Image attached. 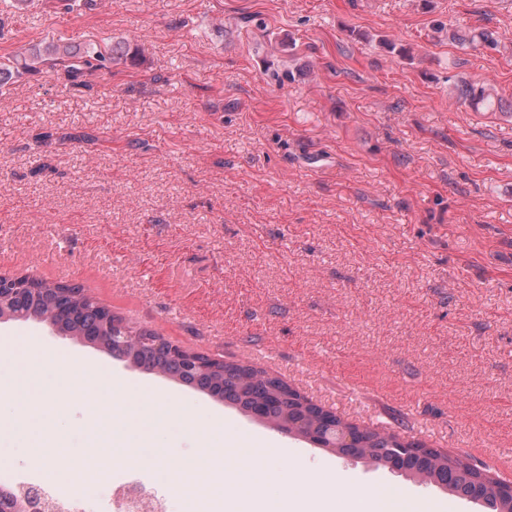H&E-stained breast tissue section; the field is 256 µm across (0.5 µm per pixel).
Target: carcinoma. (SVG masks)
<instances>
[{
	"label": "carcinoma",
	"instance_id": "carcinoma-1",
	"mask_svg": "<svg viewBox=\"0 0 512 512\" xmlns=\"http://www.w3.org/2000/svg\"><path fill=\"white\" fill-rule=\"evenodd\" d=\"M437 33L448 34V39L463 49L494 50L500 44L499 33L488 28L460 31L448 28L438 21L434 25ZM129 55L127 46L121 42L106 47L97 44L49 42L28 48L14 58L0 62V86L27 73L48 69L72 87H84L89 77L125 60ZM456 101L474 111L494 112L504 110L503 99L484 84L471 80H459L453 85ZM30 287L38 290L20 293L13 302V310L27 320H47V315L57 317L59 310L69 312L60 325L61 332L69 336H95L96 329L89 325L82 301L59 291L61 283L30 276ZM139 346L115 344L112 350L138 365L148 363L153 370L171 374L184 385L218 397L235 408L252 413L263 408L261 417L281 423L290 421L300 429L315 428V433L324 445L339 455L356 459H370L383 463L394 473L416 475L429 479L435 486L449 494L478 504L482 512H512V503L503 499L494 485L482 479L480 468L457 457H444L432 453H402L398 451L395 434L373 433L362 443L344 445L339 438L341 420L335 426L317 422L314 410L303 407L275 395L276 382L269 374L244 364L224 365V375L211 377L199 370L189 371L179 365L164 345L157 342L158 333L141 329Z\"/></svg>",
	"mask_w": 512,
	"mask_h": 512
}]
</instances>
